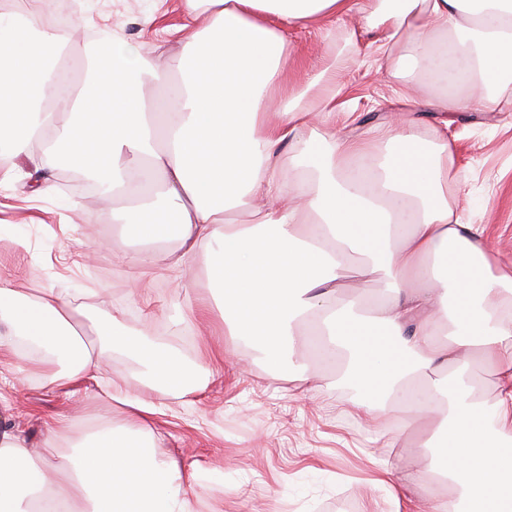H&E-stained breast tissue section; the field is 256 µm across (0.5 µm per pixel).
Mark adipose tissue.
I'll return each instance as SVG.
<instances>
[{"label":"adipose tissue","mask_w":512,"mask_h":512,"mask_svg":"<svg viewBox=\"0 0 512 512\" xmlns=\"http://www.w3.org/2000/svg\"><path fill=\"white\" fill-rule=\"evenodd\" d=\"M179 8L194 34L172 97L145 99L143 84H169L168 71L113 36L117 112L94 111L91 82L67 84L44 63L42 47L58 37L40 14L0 12V146L27 158L44 144L97 179L102 198L128 199L118 213L125 234L166 246L136 257L138 267L162 263L178 274L204 257L226 325L216 363L245 362L238 339L246 336L302 376L293 345L307 335L316 356L336 360L343 382L362 390L352 415L426 431L428 463L377 479L393 501L447 512L427 489L439 476L457 487L460 512H512V264L488 249L485 225L463 221L449 202L446 134L426 143L391 126L397 148L380 164L371 149L382 130L345 137L306 152L305 173L289 186L276 149L327 110L336 70L320 73L317 93L269 111L268 94L285 90L287 32L349 15L352 0H179ZM361 23L385 32L408 85L441 89L442 111H497L512 85V0H369ZM61 112L70 123L58 124ZM353 254L365 262L352 271ZM377 275L386 288L375 308L339 300L347 279ZM87 315L64 298L1 285L0 351L16 356L18 380L95 381L122 351L145 380L185 386L180 355L149 329L128 328L120 312L85 345L75 325ZM20 336L37 357L21 354ZM475 362L492 375L494 403L479 393ZM424 374L435 383L422 384ZM111 399L125 407V425L98 422L68 453L36 461L18 434L0 432V512H40L45 496L69 512H194L188 476L154 453L155 405L117 383Z\"/></svg>","instance_id":"adipose-tissue-1"}]
</instances>
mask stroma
I'll list each match as a JSON object with an SVG mask.
<instances>
[{
    "instance_id": "1",
    "label": "stroma",
    "mask_w": 512,
    "mask_h": 512,
    "mask_svg": "<svg viewBox=\"0 0 512 512\" xmlns=\"http://www.w3.org/2000/svg\"><path fill=\"white\" fill-rule=\"evenodd\" d=\"M78 3L85 28L120 33L146 53L162 49L161 63L178 76L176 63L190 34L180 31L182 16L173 0ZM358 18L354 12L321 29L290 33L289 91L306 89L320 70L341 62L333 107L342 118L310 124L299 141L279 148L280 158L291 163L309 145H327L331 134L359 135L395 113L427 140L447 125L453 144L448 191L465 220L487 225L490 250L512 262V92L497 112H439L430 104L434 90L429 86L418 88L414 102H399L395 90L403 80L379 52L374 34L352 37ZM30 168L27 159H14L11 177L0 179V282L25 295L53 294L87 307L89 317L77 326L86 344L96 340L95 321L111 318L113 304L120 302L127 326L151 323L159 336L180 346L189 372L185 391L161 382L147 386L127 355L113 356L104 376L130 395L153 401L155 454L194 473L187 492L195 512H342L344 501L351 512H391L374 480L381 467L400 476L429 457L422 436L401 437L392 448L373 442L367 421L348 413L358 390L338 381L336 366L318 363L303 335L295 339V356L314 371L313 386L268 361L254 345L247 366L228 362L209 371L199 340L181 342L193 325L172 323L184 310L185 292H192L209 306L206 319L214 341H223L224 322L204 261L178 278L162 269L143 275L122 261L138 252V243L123 238L107 216L109 207L123 206L122 198L102 204L67 188L59 172L53 175L55 193H28ZM21 238L27 248L18 246ZM102 240L108 249H98ZM7 397L10 406L0 408V425L20 433L36 459L50 453L53 420L104 418L115 427L126 420L125 409L102 399L92 381L71 390L34 379Z\"/></svg>"
}]
</instances>
